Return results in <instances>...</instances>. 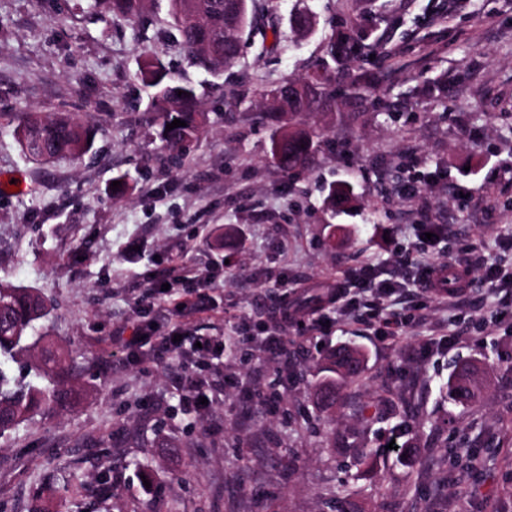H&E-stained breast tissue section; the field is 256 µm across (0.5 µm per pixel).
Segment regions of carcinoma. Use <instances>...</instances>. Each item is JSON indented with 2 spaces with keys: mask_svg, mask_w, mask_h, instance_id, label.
I'll use <instances>...</instances> for the list:
<instances>
[{
  "mask_svg": "<svg viewBox=\"0 0 512 512\" xmlns=\"http://www.w3.org/2000/svg\"><path fill=\"white\" fill-rule=\"evenodd\" d=\"M115 16L132 18L145 9V0H101ZM172 27L180 43L198 65L220 72L236 60L246 29L251 27L249 0H169ZM374 46L365 37H355L347 30L334 31L327 40L323 67L309 72L303 82L314 90H296L294 82L273 84L262 96L269 99L280 93V102L270 106L271 118L279 121L271 147L272 162L290 172L304 169L317 151L313 135L291 122L282 121V114L297 117L315 112L318 104L331 93L335 76L332 65L349 59L365 57ZM139 77L154 89L151 109L140 120L158 127L163 147L180 158L185 145L198 137L207 125V115L197 105L193 87L169 82L163 90L167 72L161 62L147 56L142 60ZM183 94H178V91ZM180 119L186 126L170 131L166 125ZM95 131L88 121L72 113L53 118L31 114L16 129L18 143L24 153L44 161L79 159L89 153L93 143L88 136ZM50 314L43 297L32 288H18L0 282V438L10 435L33 416L46 418L70 407L76 397L73 385L65 384L70 368L63 352L46 336H32L30 331ZM29 359L25 371L14 373L12 365ZM364 354L357 348L341 345L328 353L319 368L322 378L313 385V394L323 410L336 405L338 390L363 377ZM485 389L484 370L474 361L457 365L446 386L445 396L455 405L465 406L477 400ZM82 491V483L67 482L58 491L57 508L64 512L67 502Z\"/></svg>",
  "mask_w": 512,
  "mask_h": 512,
  "instance_id": "obj_1",
  "label": "carcinoma"
}]
</instances>
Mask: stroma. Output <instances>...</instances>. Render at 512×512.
<instances>
[{"label":"stroma","mask_w":512,"mask_h":512,"mask_svg":"<svg viewBox=\"0 0 512 512\" xmlns=\"http://www.w3.org/2000/svg\"><path fill=\"white\" fill-rule=\"evenodd\" d=\"M258 3L236 64L213 75L179 44L168 0H147L135 20L95 0H0V180L24 185L0 188V280L46 299L48 334L83 389L73 411L0 440V512H38L71 476L110 489L69 512H331L346 492L364 512H512V326L497 319L512 293L477 269L456 296L397 289L390 303L407 324L390 338L360 286L368 269L391 279L402 264L512 260V0ZM300 9L315 34L291 31ZM338 26L368 36L374 56L340 68L335 110L297 117L319 147L309 168L284 172L261 93L319 63ZM147 53L208 115L180 165L156 127L134 121L152 95L137 78ZM27 112L85 115L104 133L94 153L44 164L14 135ZM406 181L416 197L399 195ZM335 184L352 190L336 210ZM174 264L215 280L191 323L225 342L205 370L215 403L204 416L175 384L176 361L145 373L113 352L117 328L139 320L161 336L178 321L187 284L152 297L146 281ZM343 282L347 297L327 303ZM281 334L288 350L269 359L260 343ZM341 344L359 347L367 370L329 416L311 384ZM460 360L489 368L467 407L444 398ZM390 401L381 418L357 415ZM394 439L401 451H388ZM359 446L376 465L358 462Z\"/></svg>","instance_id":"obj_1"}]
</instances>
